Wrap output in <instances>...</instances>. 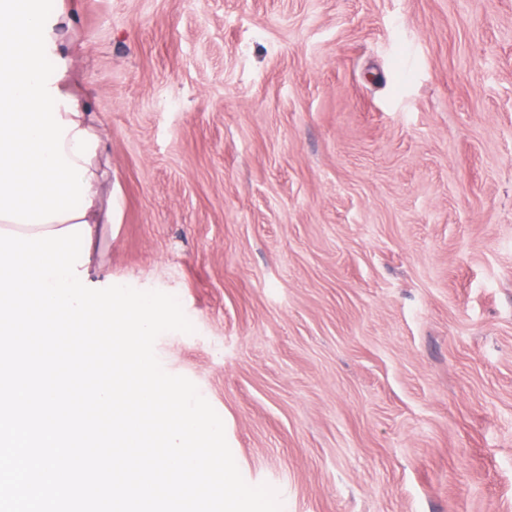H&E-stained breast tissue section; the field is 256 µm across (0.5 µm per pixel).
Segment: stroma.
Here are the masks:
<instances>
[{"label":"stroma","mask_w":512,"mask_h":512,"mask_svg":"<svg viewBox=\"0 0 512 512\" xmlns=\"http://www.w3.org/2000/svg\"><path fill=\"white\" fill-rule=\"evenodd\" d=\"M113 221L96 288L283 512H512V0H48Z\"/></svg>","instance_id":"35a3bbf8"}]
</instances>
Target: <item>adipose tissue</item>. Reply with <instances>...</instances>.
I'll return each mask as SVG.
<instances>
[{"instance_id": "1", "label": "adipose tissue", "mask_w": 512, "mask_h": 512, "mask_svg": "<svg viewBox=\"0 0 512 512\" xmlns=\"http://www.w3.org/2000/svg\"><path fill=\"white\" fill-rule=\"evenodd\" d=\"M71 26L37 0H0V228L31 235L83 222L95 243L109 213L93 105L68 68L47 82L41 67L69 52Z\"/></svg>"}]
</instances>
